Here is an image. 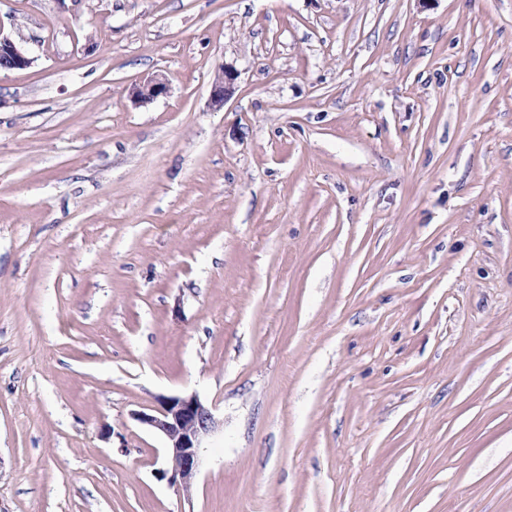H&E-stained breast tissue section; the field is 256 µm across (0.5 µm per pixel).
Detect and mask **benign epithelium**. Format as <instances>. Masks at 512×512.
I'll return each instance as SVG.
<instances>
[{"instance_id": "1", "label": "benign epithelium", "mask_w": 512, "mask_h": 512, "mask_svg": "<svg viewBox=\"0 0 512 512\" xmlns=\"http://www.w3.org/2000/svg\"><path fill=\"white\" fill-rule=\"evenodd\" d=\"M33 62L22 40L0 23V66L26 69ZM237 79L235 69L229 66L220 69L211 85L212 108L224 107L234 93ZM169 91V80L157 74L134 85L131 99L147 103L167 96ZM135 419L165 440L167 468L159 471L160 478L179 489L190 490L199 473L203 444L220 425L215 408L196 393L160 396L148 410L135 413Z\"/></svg>"}]
</instances>
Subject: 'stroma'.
<instances>
[{"label":"stroma","instance_id":"obj_1","mask_svg":"<svg viewBox=\"0 0 512 512\" xmlns=\"http://www.w3.org/2000/svg\"><path fill=\"white\" fill-rule=\"evenodd\" d=\"M0 23V512H512V0ZM191 392L183 493L133 414ZM22 39L15 38L13 31L5 30L0 23V61L1 68L26 69L30 67L34 59L30 56ZM238 73L229 66L220 69L218 76L213 80L210 90V105L214 109H221L224 103L232 96L235 90ZM169 91V80L166 76L157 74L134 85L131 89V99L137 103H147L167 96Z\"/></svg>","mask_w":512,"mask_h":512}]
</instances>
